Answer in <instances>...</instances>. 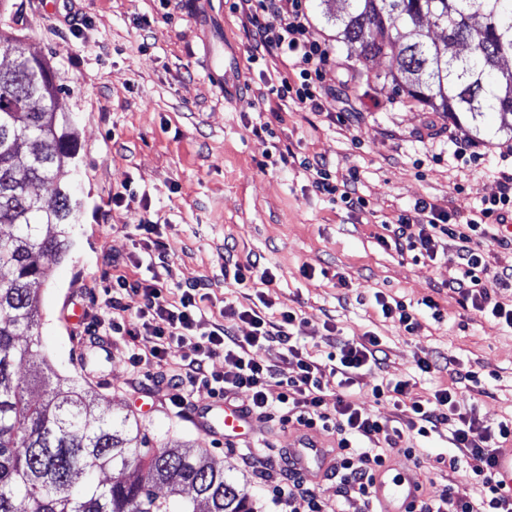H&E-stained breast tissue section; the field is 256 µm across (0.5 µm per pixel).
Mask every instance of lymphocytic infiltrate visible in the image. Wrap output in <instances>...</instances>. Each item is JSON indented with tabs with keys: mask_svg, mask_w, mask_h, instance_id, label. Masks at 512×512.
Listing matches in <instances>:
<instances>
[{
	"mask_svg": "<svg viewBox=\"0 0 512 512\" xmlns=\"http://www.w3.org/2000/svg\"><path fill=\"white\" fill-rule=\"evenodd\" d=\"M237 10L254 57L280 58L298 74L297 83L282 81L276 96L292 99L315 113L331 112L335 97L321 83L332 57L315 30L306 0H238ZM383 227L385 234L378 239L383 248L412 252L431 262L437 258L442 239L457 241L461 276L451 283V291L459 303L471 306L485 320L512 330V307L484 285L490 278L496 287L512 289V266L494 269L487 261L489 246L512 250V171H500L497 192L481 198L463 220L449 222L420 198ZM208 288V282L201 280L181 289L172 300L158 277L131 281L123 275L113 276L100 301L102 316L88 324L85 333L92 339L131 332L153 337V348L145 353L131 350L128 363L136 372L152 367V379L166 388L169 402L177 409H184L195 389L202 386L214 398L245 405L259 423L275 421L298 430L332 433L337 463L329 475L339 495L354 492L362 498L364 512H377L375 477L388 469L391 450L405 436L426 439L443 425L450 427L457 453L437 457V464L453 469L459 460H466L482 497L477 503L452 493L423 497L415 512H512V496L501 492L490 469L493 454L512 440V418L486 426L474 410L459 407L455 400V385L481 387L478 373L457 372L454 386L437 390L427 399L411 400L402 426H393L360 408L351 392L360 371L380 364L384 352L380 336L372 334L360 342L330 337V350L322 362L296 345V313L286 310L270 317L228 303L215 321L205 306ZM132 308L139 323L130 329L119 316ZM241 321L251 325L249 335H237L236 325ZM273 349L277 358H267V351ZM218 354L223 355L225 368L215 374L209 371L208 362ZM288 363L294 367L293 374L286 376L277 397H268L269 380ZM478 428L483 435L476 440L472 433ZM378 438L384 440L385 451L371 449V442ZM363 439L368 440V447H360ZM243 461L269 487L274 503L288 512H330L319 485L302 474L286 450L263 448L256 454L245 453Z\"/></svg>",
	"mask_w": 512,
	"mask_h": 512,
	"instance_id": "f902f5d3",
	"label": "lymphocytic infiltrate"
}]
</instances>
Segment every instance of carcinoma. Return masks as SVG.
I'll return each mask as SVG.
<instances>
[{"instance_id": "obj_1", "label": "carcinoma", "mask_w": 512, "mask_h": 512, "mask_svg": "<svg viewBox=\"0 0 512 512\" xmlns=\"http://www.w3.org/2000/svg\"><path fill=\"white\" fill-rule=\"evenodd\" d=\"M331 2L321 0L324 18L356 61L386 60L398 91L476 137L512 133V72L500 76L512 57V0H340L336 11ZM424 18L470 50L448 54L428 40ZM0 46L13 54L0 68V224L12 227L0 238V512H254L203 449L151 447L131 415L93 413L75 385L38 372L15 380L38 357L20 343L40 326L35 285L66 253L75 224L66 175L77 137L59 115L64 90L46 62L6 34ZM489 114L502 117L499 128L486 124Z\"/></svg>"}]
</instances>
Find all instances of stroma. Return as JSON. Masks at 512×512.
<instances>
[{
  "label": "stroma",
  "instance_id": "obj_1",
  "mask_svg": "<svg viewBox=\"0 0 512 512\" xmlns=\"http://www.w3.org/2000/svg\"><path fill=\"white\" fill-rule=\"evenodd\" d=\"M313 23L331 46L335 63L322 79L335 91L342 124L267 92L288 73L280 62L253 60L233 0H0V29L28 53L45 59L64 93L59 109L77 127L74 174L79 218L67 255L39 285V350L58 374L90 388L98 408L138 416L150 437L207 448L225 477L244 486L258 512H281L265 486L223 438L202 435L191 415H176L162 395L141 411L131 384L129 347L150 349L141 336L88 343L70 326L65 307L81 304L86 318L99 312L97 297L112 282L113 257L132 254L140 217L158 222L165 264L164 288L210 280L212 312L225 302L248 308L258 297L272 312L294 310L302 321L297 342L318 358L328 351L329 329L353 340L382 336L387 358L362 372L356 403L384 419H401L392 403H375L371 389L406 380L412 397L425 399L452 385L456 371L478 372L481 388L458 387L461 407L494 423L512 415V331L500 328L448 290L460 277L457 243L444 241L436 261L383 248V224L425 199L441 213H468L480 197L496 193V170L512 158V136L475 141L481 158L469 166L452 158L466 133L444 113L395 93L384 79L385 60L361 65L348 58L317 0H308ZM82 20L77 30L66 13ZM225 60L226 90L213 86L209 61ZM326 160L333 178L353 179L364 210L316 193L310 163ZM130 185L134 201L112 204ZM239 260L260 257L274 275L265 288H243L224 275V246ZM383 293L415 306L419 326L408 334L374 307ZM437 301L434 320L423 298ZM437 359L420 372L419 357ZM425 495L447 492L479 500L466 462L450 469L437 455L454 449L447 427L416 443Z\"/></svg>",
  "mask_w": 512,
  "mask_h": 512
}]
</instances>
